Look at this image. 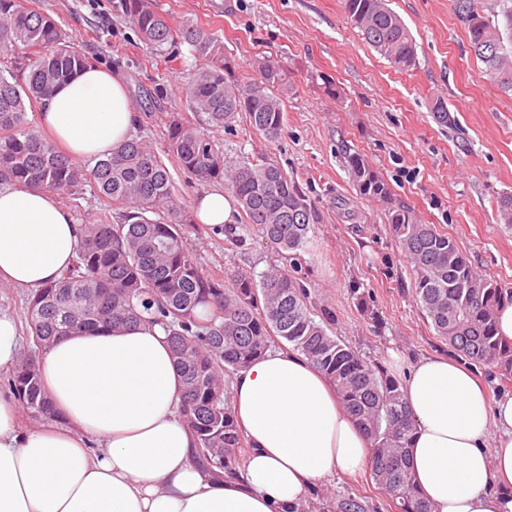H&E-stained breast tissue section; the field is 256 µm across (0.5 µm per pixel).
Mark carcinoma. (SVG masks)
Wrapping results in <instances>:
<instances>
[{
  "mask_svg": "<svg viewBox=\"0 0 512 512\" xmlns=\"http://www.w3.org/2000/svg\"><path fill=\"white\" fill-rule=\"evenodd\" d=\"M362 38L401 72L417 67L416 41L386 0H342ZM141 41L164 52L186 43L202 60L186 89L189 106L204 125L229 128L239 114L267 139L284 125V98L291 90L279 61L253 59L255 78L235 77L236 62L214 33L190 21L176 27L154 0H120ZM454 11L469 33L484 74L512 92V8L503 11L505 28L480 15L474 0H454ZM36 65L24 83L12 82L19 52ZM90 64L68 45L52 18L22 0H0V176L70 195L88 182L115 208L117 224H87L72 268L55 284L28 299V335L34 348L23 354L8 385L33 416L52 414L43 390L36 353L80 328L158 324L167 332L183 377L182 414L197 436L195 462L229 475L247 452L224 396V377L247 367L266 351L271 336L304 354L333 383L336 393L370 439L371 477L396 512H432L418 490L407 454L414 430L403 384L351 346L328 333V318H317L300 278L273 267L251 272L206 273L185 250L182 226L191 223L164 160L145 142L132 139L91 170L73 163L47 138L28 126L27 107L43 103L52 91ZM430 112L442 127L458 125L445 101ZM168 152L182 169L205 181L223 180L244 222L224 228L227 241L242 242L238 230L256 231L286 251L307 241L318 223L316 205L298 182L278 165L228 164L214 140L197 125L178 119L168 125ZM359 191L385 207L391 233L409 259L414 295L436 335L476 363L494 366L503 387L512 384V342L497 336L496 313L512 302V288L479 274L456 239L433 224L419 223L393 198L367 159L347 158ZM497 217L512 224V193L499 197ZM372 505L353 495L309 501L298 512H369Z\"/></svg>",
  "mask_w": 512,
  "mask_h": 512,
  "instance_id": "obj_1",
  "label": "carcinoma"
}]
</instances>
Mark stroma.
Masks as SVG:
<instances>
[{
    "instance_id": "obj_1",
    "label": "stroma",
    "mask_w": 512,
    "mask_h": 512,
    "mask_svg": "<svg viewBox=\"0 0 512 512\" xmlns=\"http://www.w3.org/2000/svg\"><path fill=\"white\" fill-rule=\"evenodd\" d=\"M52 17L71 46L118 72L140 114L137 139L163 153L171 116L194 120L184 97L199 66L191 46L155 54L138 37L119 0H26ZM412 31L418 66L400 72L362 39L341 0H155L173 24L191 21L218 35L247 81L251 59L264 54L287 69L293 90L284 126L268 141L238 117L208 129L226 161H268L293 177L315 202L320 221L291 262L287 251L247 235L237 246L223 230L184 227L186 249L207 271L261 274L297 264L309 303L333 312L332 335L402 377L395 355L448 352L413 293V273L396 245L383 207L360 194L346 151L365 156L393 194L424 224L451 234L482 275L512 287V226L497 221V201L512 193V93L483 73L453 0H388ZM163 95H156V88ZM441 98L457 130L431 112ZM62 204L80 224L116 223L117 214L91 185ZM316 492L351 494L391 512L369 469L319 482Z\"/></svg>"
}]
</instances>
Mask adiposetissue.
Masks as SVG:
<instances>
[{"mask_svg": "<svg viewBox=\"0 0 512 512\" xmlns=\"http://www.w3.org/2000/svg\"><path fill=\"white\" fill-rule=\"evenodd\" d=\"M124 79L90 66L39 124L76 163L119 150L139 125ZM83 236L54 192L0 179V285L36 291L70 268ZM56 419L19 422L0 395V512H296L312 486L352 473L371 443L304 355L265 353L236 372L232 410L250 448L240 476L198 466L180 413L182 378L157 326L70 333L44 350ZM415 482L433 512H512V396L427 355L406 375Z\"/></svg>", "mask_w": 512, "mask_h": 512, "instance_id": "ef3b65f1", "label": "adipose tissue"}]
</instances>
